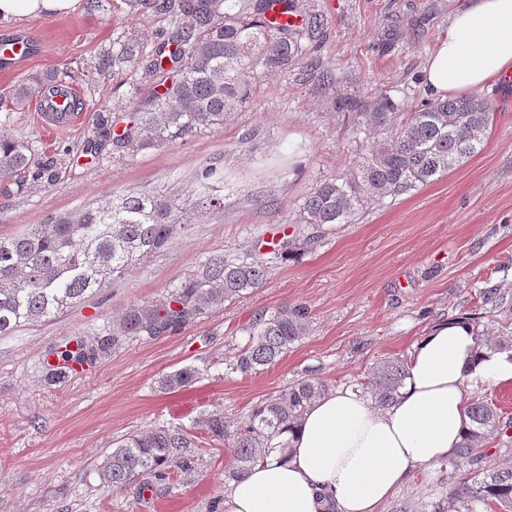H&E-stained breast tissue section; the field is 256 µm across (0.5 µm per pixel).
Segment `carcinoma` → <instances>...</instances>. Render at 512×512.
I'll return each mask as SVG.
<instances>
[{
  "label": "carcinoma",
  "instance_id": "cac0c4a2",
  "mask_svg": "<svg viewBox=\"0 0 512 512\" xmlns=\"http://www.w3.org/2000/svg\"><path fill=\"white\" fill-rule=\"evenodd\" d=\"M278 4L285 14L297 10L296 0H180L181 26L158 47L147 66L154 77L151 90L132 121L113 133L112 141L148 148L222 126L227 113L249 102L257 72L286 73L297 60L311 56L324 16L310 11L299 27L265 20ZM54 82L52 73L30 75L0 95V107H20ZM338 108L352 112L354 125L373 126L385 132V138L352 179L319 183L302 204V224H350L365 201L444 176L484 149L492 112L489 101L478 94L428 102L398 126L391 124L398 104L387 94L364 109L350 100L340 102ZM28 152L24 141L0 132V178L26 172ZM222 184L224 169L212 165L201 172L192 193L132 192L0 238V336L51 318L159 253L175 235L191 230L187 215L203 216L224 206ZM314 244L313 237L284 236L274 255L293 259ZM264 279L265 266L260 262L212 254L192 278L172 286L166 301L131 306L120 319L118 335L155 336L252 292ZM307 329L301 307L285 305L268 315L259 314L251 324L248 344L230 361L229 369L258 373L276 364ZM93 355L95 350L82 344L76 351H59L62 363L51 366L47 380L56 383L68 377L69 362L81 363ZM198 375V368L186 366L163 376L160 384L174 391L191 385ZM405 377L406 362L386 358L377 362L362 388L382 407L395 399ZM326 391L320 379L304 377L255 405L234 433L227 431L224 410L206 413L197 420L200 435L231 441L226 473L239 479L270 451L286 447L283 434ZM467 415L462 442L447 459L454 473L478 461V451L489 436H505L512 428V418H505L491 400L473 401ZM191 445L188 433L167 426L132 434L105 457L100 479L105 487L122 490L144 475L167 478L175 472L187 473L192 459L183 449ZM484 509L512 512L511 466L462 475L448 485V503L432 506L431 512Z\"/></svg>",
  "mask_w": 512,
  "mask_h": 512
}]
</instances>
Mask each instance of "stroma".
I'll return each mask as SVG.
<instances>
[{"mask_svg": "<svg viewBox=\"0 0 512 512\" xmlns=\"http://www.w3.org/2000/svg\"><path fill=\"white\" fill-rule=\"evenodd\" d=\"M467 2L297 0L299 15L317 10L327 20L313 57L331 83L321 86L305 59L285 76L258 74L249 103L223 125L149 149L115 147L110 134L147 94L146 66L177 31L174 12L80 0L56 18L0 26V41L24 34L43 46L16 72H0V90L54 71L77 89L80 113L75 127L50 132L36 99L0 111V128L27 141L32 158L26 173L0 179V237L132 191L184 194L207 165L224 169L222 209L56 318L0 336V512H220L227 442L194 449L190 473L118 492L103 487L98 468L118 441L153 426L191 430L220 408L238 428L256 404L308 374L331 391L355 387L380 359L408 358L444 320L481 314L490 342L512 331V87L496 79L477 89L494 107L480 153L431 184L368 199L299 260L273 255L274 238L302 232L303 199L323 179L350 178L378 139L356 131L337 100L366 105L385 92L402 105L394 124L406 122L429 100L424 64ZM127 43L139 45V63L113 64ZM91 140L100 144L92 155ZM216 252L265 261L262 287L160 335L113 340L126 309L163 300ZM490 288L493 299L483 300ZM285 304L307 308V335L264 371H228L255 316ZM79 342L95 348L93 359L48 384L54 353ZM185 366L200 368L195 383L160 389L163 375ZM447 492V468L420 466L377 512H418Z\"/></svg>", "mask_w": 512, "mask_h": 512, "instance_id": "1", "label": "stroma"}]
</instances>
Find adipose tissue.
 I'll return each instance as SVG.
<instances>
[{
    "mask_svg": "<svg viewBox=\"0 0 512 512\" xmlns=\"http://www.w3.org/2000/svg\"><path fill=\"white\" fill-rule=\"evenodd\" d=\"M78 0H0V24L75 10ZM512 72V0H470L430 53L423 81L443 96ZM512 382V355L481 352L462 319L413 344L390 405L350 389L314 401L277 448L224 493L222 512H376L412 469L446 459L468 423L465 387Z\"/></svg>",
    "mask_w": 512,
    "mask_h": 512,
    "instance_id": "1",
    "label": "adipose tissue"
}]
</instances>
